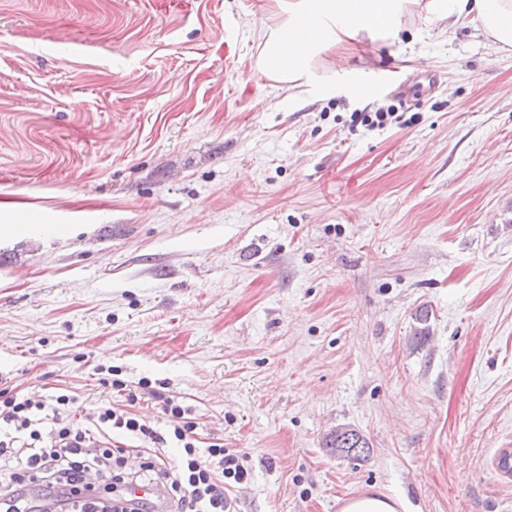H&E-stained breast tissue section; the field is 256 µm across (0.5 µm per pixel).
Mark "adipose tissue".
<instances>
[{
	"instance_id": "obj_1",
	"label": "adipose tissue",
	"mask_w": 512,
	"mask_h": 512,
	"mask_svg": "<svg viewBox=\"0 0 512 512\" xmlns=\"http://www.w3.org/2000/svg\"><path fill=\"white\" fill-rule=\"evenodd\" d=\"M257 58L263 75L293 90L325 85L323 53L359 36L397 39L407 18L432 23L467 21L474 32L512 46V0H277Z\"/></svg>"
}]
</instances>
